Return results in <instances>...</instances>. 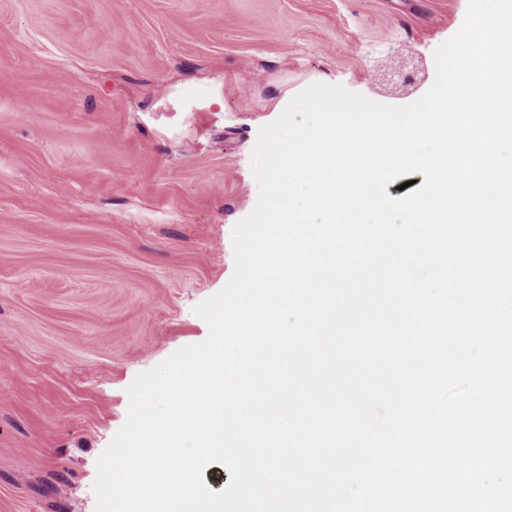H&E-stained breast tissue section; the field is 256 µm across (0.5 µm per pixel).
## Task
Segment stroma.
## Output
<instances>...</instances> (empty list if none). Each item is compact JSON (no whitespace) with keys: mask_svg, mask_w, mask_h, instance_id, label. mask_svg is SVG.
Instances as JSON below:
<instances>
[{"mask_svg":"<svg viewBox=\"0 0 512 512\" xmlns=\"http://www.w3.org/2000/svg\"><path fill=\"white\" fill-rule=\"evenodd\" d=\"M468 0H0V512H95L127 389L204 341L287 92L410 104Z\"/></svg>","mask_w":512,"mask_h":512,"instance_id":"1","label":"stroma"}]
</instances>
